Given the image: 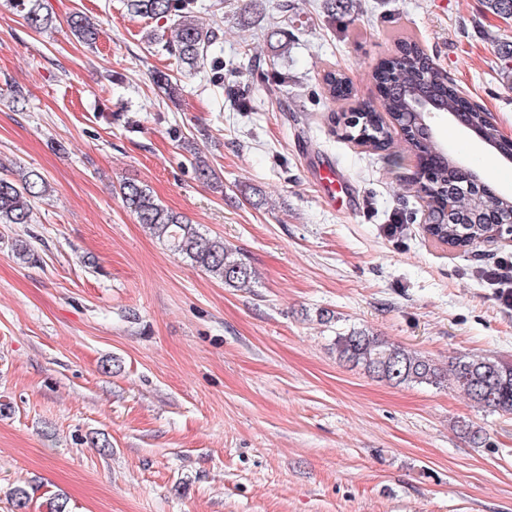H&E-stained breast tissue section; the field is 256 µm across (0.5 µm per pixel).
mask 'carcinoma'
<instances>
[{"mask_svg": "<svg viewBox=\"0 0 512 512\" xmlns=\"http://www.w3.org/2000/svg\"><path fill=\"white\" fill-rule=\"evenodd\" d=\"M21 13L29 28L46 32L53 28L54 16L49 0H9ZM127 12L134 17L173 21L171 37L165 40L166 51L177 63L196 70L207 62L210 50L218 40V29L208 27L194 15L190 0H126ZM70 27L78 41L89 46L98 40L97 28L83 15L75 14ZM499 70L512 79V46L502 45L498 52ZM374 80L385 86L379 105L367 104L354 112L349 121L348 136L373 151H389L398 163L390 123L403 130L408 151L421 159L438 154L439 164L431 167L433 179L410 180L409 187L423 195L428 208V234L452 248L468 249L483 240L490 231L487 210L466 189L464 173L457 162L442 153L443 147L432 135H423L424 116L417 103L432 99L438 110L459 111V94L423 51L408 37L398 55L376 68ZM154 84L168 99L177 98L181 88L170 75L158 72ZM327 91L333 98L347 99L352 89L346 77L328 70L324 74ZM466 124L480 129L489 143L502 142L501 134L488 114L480 107L467 111ZM11 176H0V224H29L32 202L46 196L51 186L34 169L19 167ZM127 209L138 223L145 225L171 251L190 260L212 277L232 288H250L256 283V272L237 249L221 237H206L187 217L165 208L151 189L135 181L119 186ZM336 358L368 375L391 384H452L480 408L512 414V364L489 357L461 355L453 359L448 370L440 368L425 355L412 352L368 329H353L335 338Z\"/></svg>", "mask_w": 512, "mask_h": 512, "instance_id": "carcinoma-1", "label": "carcinoma"}]
</instances>
